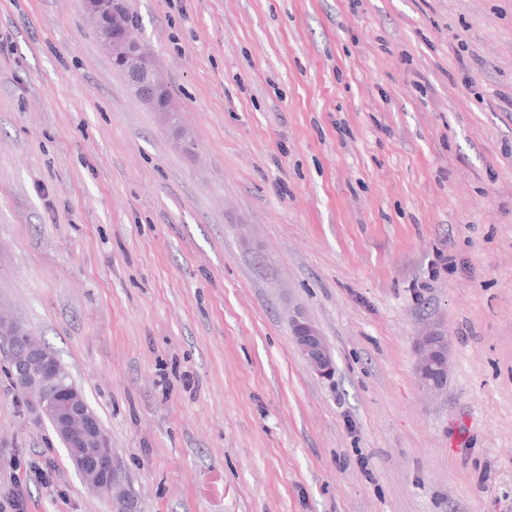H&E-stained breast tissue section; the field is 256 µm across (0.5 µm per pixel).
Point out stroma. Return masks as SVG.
<instances>
[{"label": "stroma", "instance_id": "1", "mask_svg": "<svg viewBox=\"0 0 512 512\" xmlns=\"http://www.w3.org/2000/svg\"><path fill=\"white\" fill-rule=\"evenodd\" d=\"M124 2L195 151L78 0H0V310L57 352L137 512H512V0ZM7 359L0 499L112 512ZM288 323L295 347L309 367L321 377L332 376L336 370V363L316 324L301 308H296L292 312ZM448 338L436 327L425 328L416 340V376L427 392L442 390L448 375Z\"/></svg>", "mask_w": 512, "mask_h": 512}]
</instances>
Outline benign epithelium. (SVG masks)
<instances>
[{
    "label": "benign epithelium",
    "mask_w": 512,
    "mask_h": 512,
    "mask_svg": "<svg viewBox=\"0 0 512 512\" xmlns=\"http://www.w3.org/2000/svg\"><path fill=\"white\" fill-rule=\"evenodd\" d=\"M94 26H105L111 36L104 47L114 60L124 63L129 84L138 97L175 137L180 148L188 137L172 122L175 107L167 95L166 85L158 78L151 56L143 48H133L126 34V11L123 0H112L109 13L103 12L102 0H80ZM288 323L296 349L309 367L321 377L335 373L336 363L324 337L305 312L297 308ZM0 340L8 346L10 374L20 395L31 400L50 421L56 435L67 447L72 463L86 485L99 494L112 493L115 512H136L127 472L95 412L82 391L66 382V370L58 356L38 343L30 331L17 321L0 317ZM448 338L429 326L416 340V376L427 392L444 388L448 375Z\"/></svg>",
    "instance_id": "1"
}]
</instances>
